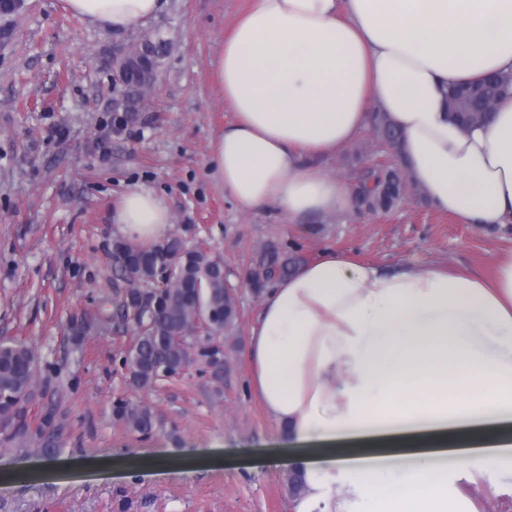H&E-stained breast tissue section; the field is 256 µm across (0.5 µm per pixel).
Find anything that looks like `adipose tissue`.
I'll return each instance as SVG.
<instances>
[{"label":"adipose tissue","mask_w":512,"mask_h":512,"mask_svg":"<svg viewBox=\"0 0 512 512\" xmlns=\"http://www.w3.org/2000/svg\"><path fill=\"white\" fill-rule=\"evenodd\" d=\"M88 24L117 33L155 20L160 0H64ZM512 71V0H249L219 58L234 122L212 144L213 175L244 210L302 222L348 211L346 182L321 161L347 148L371 109L400 138L395 151L431 205L460 223L512 224V99L489 123L464 128L448 89ZM133 244L167 238L166 200L130 187L113 214ZM490 277L431 265L390 268L320 250L263 291L249 329L250 388L298 448L302 479L290 512H476L469 485L494 484L512 444L407 463L383 480L368 456L349 461L348 435L443 433L480 438L512 422V250ZM494 326L493 349L475 341Z\"/></svg>","instance_id":"1"}]
</instances>
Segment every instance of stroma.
Returning <instances> with one entry per match:
<instances>
[{"mask_svg": "<svg viewBox=\"0 0 512 512\" xmlns=\"http://www.w3.org/2000/svg\"><path fill=\"white\" fill-rule=\"evenodd\" d=\"M157 20L123 35L67 12L62 0H15L0 10V336L39 359L30 422L56 405L58 461L32 440L0 443V512H289L293 445L247 385V332L261 293L242 286L264 253L314 257L330 247L382 265L439 264L486 275L512 247L497 228L439 212L417 185L391 210L352 207L300 224L245 212L208 173L211 145L234 120L218 80L224 38L248 0H163ZM159 34L168 44L149 110L112 129L117 45ZM398 159L366 128L324 169L356 184L374 162ZM164 196L172 235L205 245L241 285L239 317L220 342L214 379L198 346L182 377L153 391L118 367L128 331L101 328L115 298L112 210L129 186ZM85 326L81 340L72 329ZM155 407L143 437L112 416L117 397ZM169 469L154 468L156 460Z\"/></svg>", "mask_w": 512, "mask_h": 512, "instance_id": "1", "label": "stroma"}]
</instances>
